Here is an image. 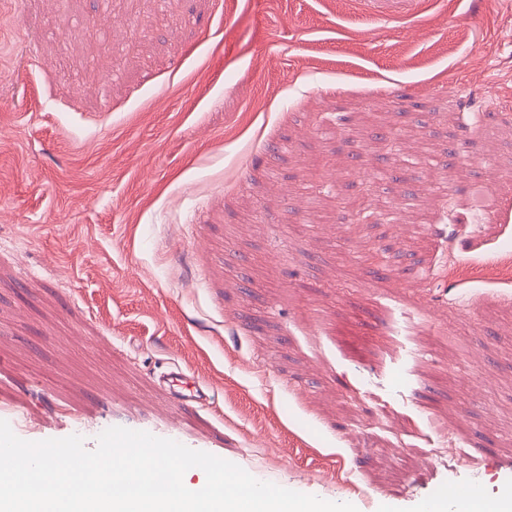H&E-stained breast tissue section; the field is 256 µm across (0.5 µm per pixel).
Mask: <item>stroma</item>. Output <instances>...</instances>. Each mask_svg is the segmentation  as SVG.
I'll use <instances>...</instances> for the list:
<instances>
[{
	"label": "stroma",
	"mask_w": 512,
	"mask_h": 512,
	"mask_svg": "<svg viewBox=\"0 0 512 512\" xmlns=\"http://www.w3.org/2000/svg\"><path fill=\"white\" fill-rule=\"evenodd\" d=\"M399 135L512 186V0H0V419L145 431L357 512L512 491V268L454 260L432 195L386 227L334 206L367 163L378 193L428 180L371 145ZM382 235L429 289L369 263ZM432 413L453 466L396 454L439 447ZM161 378L164 383L168 384V388L170 389L171 393L178 396L180 401L201 403V401L204 400V396L202 395V390L200 389L198 381L188 377L184 373L179 371H170L168 373L162 374ZM175 386L181 388L182 390L188 391L189 393L177 391Z\"/></svg>",
	"instance_id": "35a3bbf8"
}]
</instances>
